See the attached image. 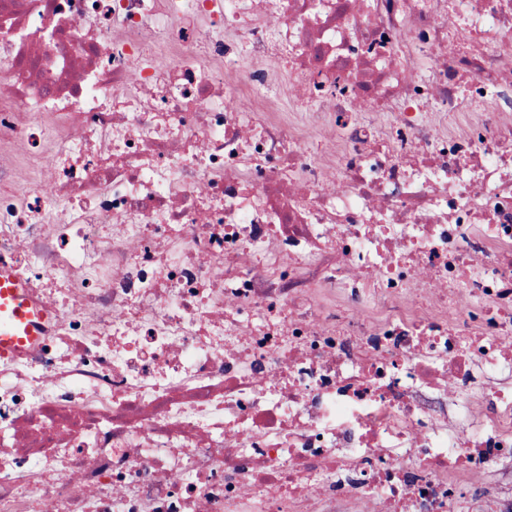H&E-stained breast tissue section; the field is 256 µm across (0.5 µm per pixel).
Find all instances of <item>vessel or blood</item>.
<instances>
[{
	"label": "vessel or blood",
	"instance_id": "obj_1",
	"mask_svg": "<svg viewBox=\"0 0 512 512\" xmlns=\"http://www.w3.org/2000/svg\"><path fill=\"white\" fill-rule=\"evenodd\" d=\"M49 316V310L31 300L13 272L0 265V359L17 354L26 343L36 340Z\"/></svg>",
	"mask_w": 512,
	"mask_h": 512
}]
</instances>
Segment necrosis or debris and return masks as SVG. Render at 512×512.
<instances>
[{
  "label": "necrosis or debris",
  "mask_w": 512,
  "mask_h": 512,
  "mask_svg": "<svg viewBox=\"0 0 512 512\" xmlns=\"http://www.w3.org/2000/svg\"><path fill=\"white\" fill-rule=\"evenodd\" d=\"M1 264L51 317L0 512H457L512 458V0H0Z\"/></svg>",
  "instance_id": "4bbe7bcc"
}]
</instances>
